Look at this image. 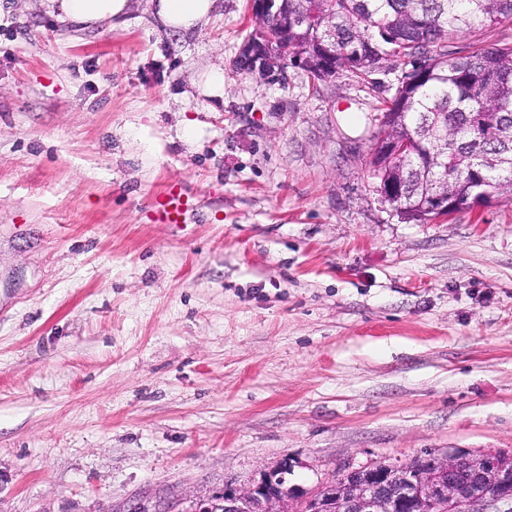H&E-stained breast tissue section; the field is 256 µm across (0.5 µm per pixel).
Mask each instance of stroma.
I'll use <instances>...</instances> for the list:
<instances>
[{
  "instance_id": "35a3bbf8",
  "label": "stroma",
  "mask_w": 512,
  "mask_h": 512,
  "mask_svg": "<svg viewBox=\"0 0 512 512\" xmlns=\"http://www.w3.org/2000/svg\"><path fill=\"white\" fill-rule=\"evenodd\" d=\"M0 512H156L512 454V201L401 220L376 84L245 74L248 0L165 30L0 5ZM224 68V101L198 90ZM169 180L195 209L155 223ZM376 191L379 193L381 200L388 204L392 211L400 216L401 219H408L406 214L408 208L402 202V192L398 184L392 181L381 182L380 185L376 187Z\"/></svg>"
}]
</instances>
